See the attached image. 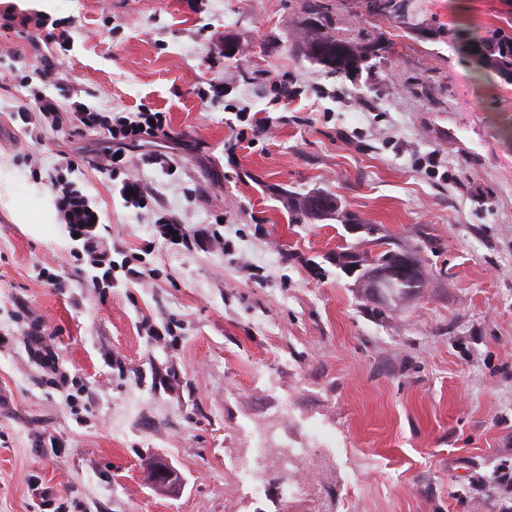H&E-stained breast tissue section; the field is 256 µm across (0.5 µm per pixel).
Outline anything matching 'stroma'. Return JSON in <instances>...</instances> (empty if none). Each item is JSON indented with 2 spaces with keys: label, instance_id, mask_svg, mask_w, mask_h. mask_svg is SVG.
<instances>
[{
  "label": "stroma",
  "instance_id": "stroma-1",
  "mask_svg": "<svg viewBox=\"0 0 512 512\" xmlns=\"http://www.w3.org/2000/svg\"><path fill=\"white\" fill-rule=\"evenodd\" d=\"M326 2L339 37L387 52L348 77L311 60L305 0H0L70 35L0 34V512H512V84L360 0ZM415 4L426 23L476 33L512 20V0ZM278 83L293 97L276 99ZM33 87L64 106L151 108L170 135L109 178L93 166L102 130L15 117L36 111ZM255 117L264 135L239 138ZM64 153L113 261L153 279L92 289L60 217L29 231ZM125 178L147 208L125 206ZM316 191L379 235L433 240L416 296L384 310L355 288L330 260L355 241L342 222L293 221L289 196ZM169 220L226 246L165 242ZM22 308L44 320L79 400L39 382ZM310 423L341 455L268 465L253 492L236 463L255 434L302 448ZM158 456L174 488L147 480Z\"/></svg>",
  "mask_w": 512,
  "mask_h": 512
}]
</instances>
